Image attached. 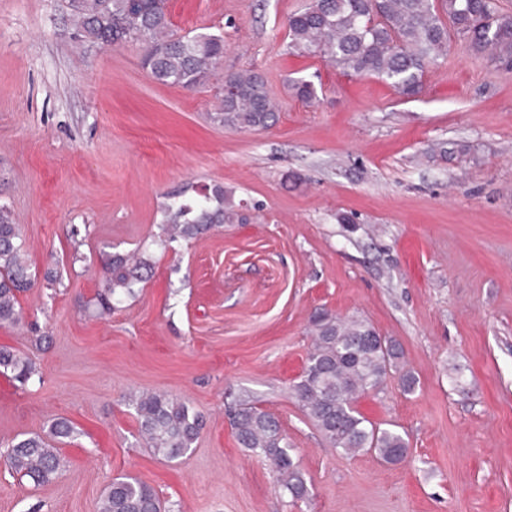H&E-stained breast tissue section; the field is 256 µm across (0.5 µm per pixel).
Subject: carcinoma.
<instances>
[{
  "label": "carcinoma",
  "instance_id": "cac0c4a2",
  "mask_svg": "<svg viewBox=\"0 0 512 512\" xmlns=\"http://www.w3.org/2000/svg\"><path fill=\"white\" fill-rule=\"evenodd\" d=\"M80 37L102 45H142L143 67L156 82L188 90L205 85L224 56V38L200 33L177 36L171 30L166 0H75ZM288 51L319 54L341 74H372L403 96L422 89L426 68L448 56L452 39L465 42L477 57L498 70L512 72V14L497 0H307L288 16ZM227 90L220 93L214 120L229 130H261L274 126L278 112L267 84L255 70L224 74ZM296 97H316L315 84L293 83ZM234 208L232 194L215 185L193 200L173 197L165 210L161 243L189 242L212 226L224 223ZM102 290L87 303L97 317L112 313L116 297L133 295L151 264L128 254L105 253ZM28 255L19 242L18 225L10 209L0 204V326L20 320V294L34 287ZM314 341L302 375L291 393L330 447L344 453L375 452L389 463L408 455L403 436L381 428L356 408L368 392L385 391L387 377L401 357L390 340L374 342L375 329L359 318L341 319L329 312L311 318ZM36 368L29 357L0 346V375L25 386ZM139 432L153 453L172 460L185 455L203 426L200 414L164 394L133 400ZM238 445L268 461L280 490L298 503L309 497L304 473L279 422L268 412L245 403L231 413ZM76 433L74 424L59 418L49 437L16 438L0 452V463L37 486L57 476L63 459L54 442ZM97 512H164L157 493L145 483L118 475L107 484Z\"/></svg>",
  "mask_w": 512,
  "mask_h": 512
}]
</instances>
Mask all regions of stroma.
<instances>
[{
	"mask_svg": "<svg viewBox=\"0 0 512 512\" xmlns=\"http://www.w3.org/2000/svg\"><path fill=\"white\" fill-rule=\"evenodd\" d=\"M305 3L169 0L175 34L224 38L218 69L189 91L154 81L139 45L77 40L70 0H0V204L36 273L62 272L0 327L39 371L24 387L0 375V444L57 417L79 431L48 485L0 465V512H96L121 474L170 512H512V73L455 40L402 97L289 54L287 19ZM246 68L278 105L271 129L211 119L225 73ZM300 78L315 99L295 97ZM442 141L447 156L431 154ZM213 185L240 220L158 246L169 195ZM104 250L143 255L152 273L99 318L86 304ZM318 309L401 346L385 391L356 406L405 438L403 462L337 453L291 394ZM143 392L202 415L184 457L144 444L130 402ZM239 400L278 419L304 502L237 444Z\"/></svg>",
	"mask_w": 512,
	"mask_h": 512,
	"instance_id": "1",
	"label": "stroma"
}]
</instances>
